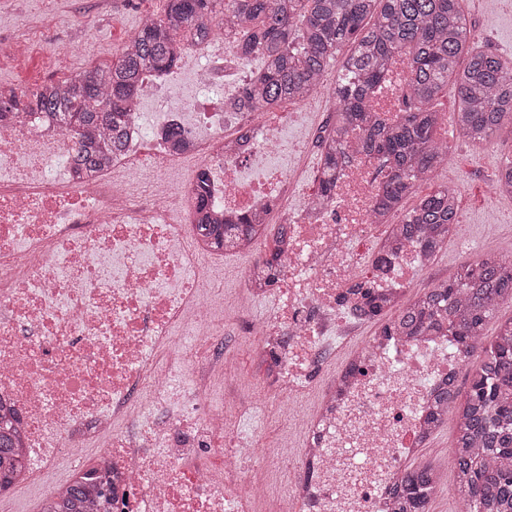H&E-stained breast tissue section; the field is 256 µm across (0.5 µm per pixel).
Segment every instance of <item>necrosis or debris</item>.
Listing matches in <instances>:
<instances>
[{
	"label": "necrosis or debris",
	"mask_w": 512,
	"mask_h": 512,
	"mask_svg": "<svg viewBox=\"0 0 512 512\" xmlns=\"http://www.w3.org/2000/svg\"><path fill=\"white\" fill-rule=\"evenodd\" d=\"M408 74L398 60L378 89L383 118L399 119ZM252 76L237 30L217 24L176 68L144 76L123 148L90 171L73 169L84 129L40 112L0 118V410L28 479L96 443L112 512H257L268 486L254 473L275 456L292 472L276 512H392L461 360L444 336L356 342L369 318L355 304L431 258L413 236L380 248L381 159H354L329 200L320 178L301 182L293 156L330 131L298 141L240 110ZM201 189L218 223L256 224L269 240L250 246L238 297L266 373L246 404L233 391L242 346L207 286L224 255L194 227ZM351 342L296 452L230 429L266 413L291 421Z\"/></svg>",
	"instance_id": "1"
}]
</instances>
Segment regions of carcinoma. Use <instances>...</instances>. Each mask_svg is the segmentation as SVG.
Masks as SVG:
<instances>
[{"instance_id":"carcinoma-1","label":"carcinoma","mask_w":512,"mask_h":512,"mask_svg":"<svg viewBox=\"0 0 512 512\" xmlns=\"http://www.w3.org/2000/svg\"><path fill=\"white\" fill-rule=\"evenodd\" d=\"M217 20L247 24L243 53L263 59L250 89L241 91V106L247 111L261 112L283 98L309 97L336 54L351 46L341 66L346 76L333 88L336 141L324 152L322 190L330 194L336 188V172L348 148L343 136L358 130L357 150L389 162L378 201L381 215L403 205L415 180L444 161L446 150L434 136L441 118L432 101L449 79L458 90L451 123L462 138L481 145L512 125V61L475 45L464 0H166L164 15L143 22L117 62L62 81L59 92L52 82L42 84L27 93L24 103L15 95L0 94V115L20 109L44 111L67 126L109 131L108 139L79 148L76 162L91 166L121 144L127 105L138 96L142 75L176 65L175 48L204 39ZM398 55L410 57L407 108L398 120L379 124L368 98ZM496 182L502 195L512 197V158L506 159ZM457 223L458 193L440 184L405 213V223L393 229L392 237L419 234L425 247L437 254L448 245ZM198 230L219 248L255 238L257 225L205 221ZM508 301L512 258L485 255L407 302L385 326L411 336H446L465 363L483 354L466 392L454 380L438 392L431 421L436 431L453 415L456 440L450 464L462 512H512V319L498 324L490 346H483L487 325ZM396 303L381 294L369 296L375 317ZM22 469L19 440L3 420L0 491ZM439 480L430 464L407 467L396 512H429ZM110 491V482L88 483L74 473L67 492L47 497L40 512H88L100 503L109 506Z\"/></svg>"}]
</instances>
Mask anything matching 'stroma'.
I'll return each instance as SVG.
<instances>
[{"instance_id": "stroma-1", "label": "stroma", "mask_w": 512, "mask_h": 512, "mask_svg": "<svg viewBox=\"0 0 512 512\" xmlns=\"http://www.w3.org/2000/svg\"><path fill=\"white\" fill-rule=\"evenodd\" d=\"M165 0H0V85L35 88L46 82L63 81L116 61L128 37L137 33L144 14L162 15ZM468 17L481 45L503 57H512V12L483 11L475 0L467 7ZM56 15L59 23L49 34L38 20L42 14ZM13 44L26 45L25 54H10ZM448 148V163L435 172L433 183L458 179L459 225L437 255L428 277L406 280L405 299L422 294L429 280L452 279L460 266L479 260L481 246L473 234L479 225L498 224L502 231L496 247L512 256V198H488L486 186L493 182L512 144L493 139L476 146L459 137L453 127L436 131ZM455 446L453 426L434 434L426 448L412 457V464L431 463L442 472V485L431 501V512H455L458 504L455 473L448 464ZM95 449L82 454L63 453L57 466L35 486L16 487L0 496V512H40L54 487L66 480L77 461H91Z\"/></svg>"}]
</instances>
